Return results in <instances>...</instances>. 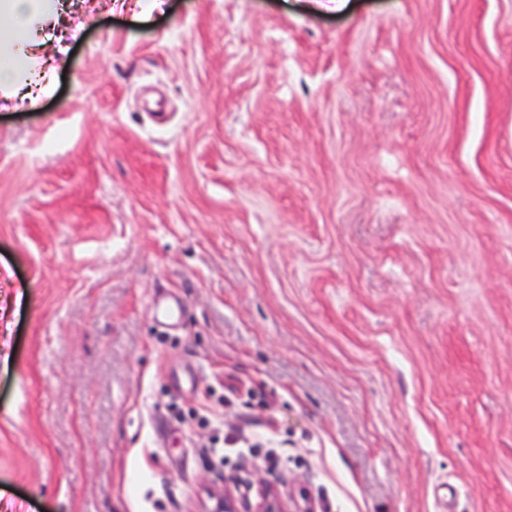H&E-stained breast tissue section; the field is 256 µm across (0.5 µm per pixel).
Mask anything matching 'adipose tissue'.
<instances>
[{
  "label": "adipose tissue",
  "mask_w": 512,
  "mask_h": 512,
  "mask_svg": "<svg viewBox=\"0 0 512 512\" xmlns=\"http://www.w3.org/2000/svg\"><path fill=\"white\" fill-rule=\"evenodd\" d=\"M59 11L57 0H0V87L16 98L26 83V47Z\"/></svg>",
  "instance_id": "1"
}]
</instances>
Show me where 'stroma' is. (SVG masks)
Wrapping results in <instances>:
<instances>
[{
  "label": "stroma",
  "instance_id": "stroma-1",
  "mask_svg": "<svg viewBox=\"0 0 512 512\" xmlns=\"http://www.w3.org/2000/svg\"><path fill=\"white\" fill-rule=\"evenodd\" d=\"M63 2L0 99V512H206L254 418L315 512H512V0Z\"/></svg>",
  "mask_w": 512,
  "mask_h": 512
}]
</instances>
